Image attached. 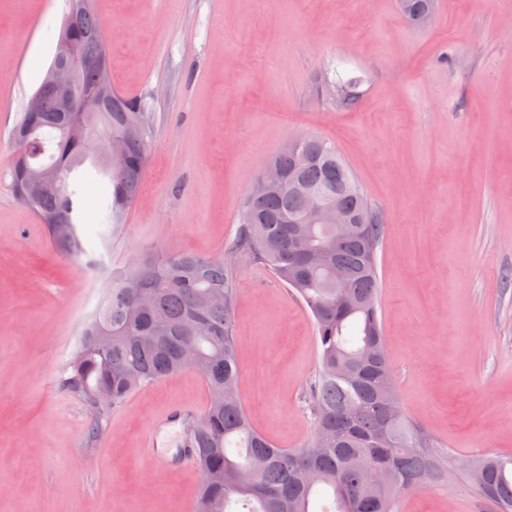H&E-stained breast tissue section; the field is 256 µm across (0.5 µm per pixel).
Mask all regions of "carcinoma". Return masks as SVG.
Segmentation results:
<instances>
[{
	"mask_svg": "<svg viewBox=\"0 0 512 512\" xmlns=\"http://www.w3.org/2000/svg\"><path fill=\"white\" fill-rule=\"evenodd\" d=\"M433 0H399L406 20L422 25ZM94 10L80 18L76 37L103 35ZM103 67L78 77L79 89L110 79L107 51ZM356 84L336 81V102L351 108ZM139 102L112 92L102 112H62L50 88L41 92L39 111L23 112L12 131L18 154L10 169L18 200L47 229L56 250L84 253L78 235L82 215L79 168L91 161L105 178L100 198L101 223L115 232L139 193L147 165L146 136L125 139L127 124H146ZM91 120L102 144L122 142L121 155L108 169L91 157L86 143L61 134L66 120ZM304 162L280 150L270 162L304 183L335 190V201L364 222V235H350L334 224H282L281 216L303 209V199L288 189L251 191L244 203L250 220L239 225L234 250L248 251L267 263L303 301L313 319L319 370L308 392L314 417L312 438L300 448H279L257 432L238 393L239 340L235 306V269L222 258L196 253L159 257L141 255L118 269L85 338L70 363L64 387L80 397L94 415L93 433L111 407L138 387L186 368L185 347L209 390L198 421L195 458L201 472L194 512H311L317 490L327 487L332 500L322 512H393L407 492L423 491L448 476V464L432 440L406 416L398 391L381 378L392 370L379 316L376 249L383 224L368 205L354 174L336 146L318 138L301 143ZM300 238L327 253V264L306 268L290 254ZM341 269L355 306L340 302L333 282ZM460 469L480 495L499 512H512V459L482 455ZM385 481L370 485L364 473Z\"/></svg>",
	"mask_w": 512,
	"mask_h": 512,
	"instance_id": "obj_1",
	"label": "carcinoma"
}]
</instances>
